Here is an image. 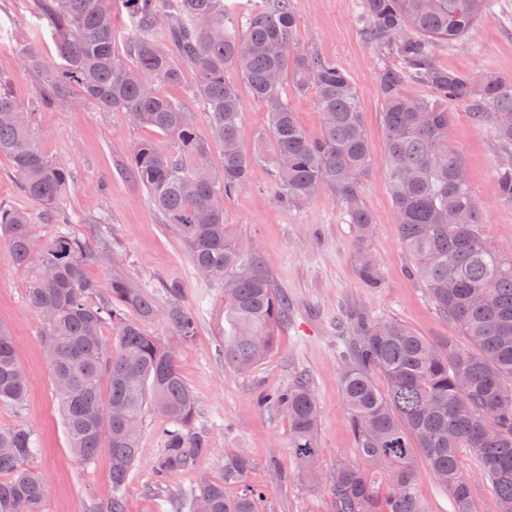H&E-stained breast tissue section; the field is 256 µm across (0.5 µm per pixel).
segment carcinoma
I'll return each mask as SVG.
<instances>
[{"mask_svg": "<svg viewBox=\"0 0 512 512\" xmlns=\"http://www.w3.org/2000/svg\"><path fill=\"white\" fill-rule=\"evenodd\" d=\"M168 2L122 0L131 66L112 51V0H35L57 58L46 59L32 44L16 49L19 69L38 79L26 104L0 74V156L11 159L13 176L44 220L74 224L65 202L70 170L38 148L36 113L93 103L159 130L166 142L139 143L127 166L153 210L184 243L195 271L222 289L224 365L247 372L275 348L286 302L260 254L232 239L224 202L249 185L258 163L269 169L281 207H298L320 192L338 198L361 249L359 275L381 287L378 263L366 250L374 219L361 194L372 166L364 112L336 60L300 46L290 0H272L269 8L237 19L227 15L224 0ZM493 7L494 0H361L364 38L398 59L380 70L379 95L400 242L410 272L472 347L431 342L401 322L347 311L340 384L357 449L374 469L336 465L330 479L335 512H426L414 492L417 452L448 489L454 512H476L472 477L458 465L463 450L479 460L499 512H512V260L486 241L483 209L469 182L459 179L463 158L448 146V106L465 105L480 120L492 116L502 146L512 147V76L487 72L475 79L435 58L438 44L465 38ZM229 69L267 113V127L253 134L251 152L242 147L243 109ZM189 71L196 82L187 94L209 119L206 140L186 103L163 93L183 86ZM412 80L430 93L409 92ZM289 89L314 92L322 115L318 137L300 124ZM214 146L224 156L219 169L209 163ZM496 178L499 195L512 201V163H499ZM32 224L27 210L0 205V239L15 263L27 268V300L42 316L70 448L89 463L107 446L112 499L106 512H127L126 487L139 459L146 406L162 416V453L154 464L159 483L198 466L212 451L207 429L195 426L196 399L176 368L174 349L146 329L159 318L187 344L198 335V323L176 282L164 286L162 309L120 278L112 280L109 299L91 302L96 284L85 268L96 252L63 228L35 255ZM106 322L117 326L113 346L100 333ZM375 371L386 376L387 392L375 388ZM25 395L13 339L1 329L0 403L17 404ZM275 404L288 418L299 468L312 472L317 407L309 385L289 386ZM37 451L29 429L0 427V512H42L49 484L27 466ZM250 468L244 452L226 455L221 480L205 479L190 496L165 501L166 512H195L202 497L209 512H257L264 492L247 488L233 499L224 495V485L244 481ZM378 478L390 487L384 497L375 490Z\"/></svg>", "mask_w": 512, "mask_h": 512, "instance_id": "obj_1", "label": "carcinoma"}]
</instances>
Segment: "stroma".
<instances>
[{
  "label": "stroma",
  "mask_w": 512,
  "mask_h": 512,
  "mask_svg": "<svg viewBox=\"0 0 512 512\" xmlns=\"http://www.w3.org/2000/svg\"><path fill=\"white\" fill-rule=\"evenodd\" d=\"M291 5L301 44L336 59L356 86L365 112L372 170L361 193L374 218L370 248L383 285L373 288L361 279L354 232L337 198L321 193L300 207H279L268 169L255 165L249 187L225 202L224 222L240 246L259 249L288 309L275 350L249 373L224 364L219 288L196 273L184 243L151 208L144 188L120 171L133 147L158 140V133L132 126L125 113L95 107L40 112L36 130L40 149L72 171L67 202L82 218L72 230L98 254L86 267L97 285L96 298L106 297L113 279L121 278L161 302L164 284L177 282L198 320L195 340L177 347L176 366L195 396L196 423L209 430L213 452L196 468L173 476L170 493L195 489L204 476L222 479L225 455L241 450L252 462L246 483L266 492L258 512H333L329 486L337 463H364L339 382L347 309L354 306L402 322L430 341L465 347L469 340L438 311L424 285L407 274L410 260L399 240L385 178L378 91L379 71L395 64V57L364 40L356 0H291ZM31 42L45 57H55L51 31L34 0H0V72L12 76L14 95L23 103L34 95L36 82L19 71L14 50ZM436 59L476 77L488 71L512 76V0H496L491 15L465 38L437 46ZM448 118L449 141L462 155L470 187L486 214L483 233L504 258L512 259V202L500 198L494 175L503 158L495 125L488 118L475 120L460 105L451 107ZM101 183L109 187L103 199L96 193ZM103 212L109 218L105 224L98 221ZM26 285L25 269L0 241V328L12 336L27 376L24 401L0 403V426H25L39 442L35 466L50 486L42 512H106L112 497L108 453L100 451L93 462L83 463L69 446L40 336L42 320L27 302ZM303 378L318 408L319 466L312 480L294 459L285 415L259 403ZM158 427L153 411L144 410L140 460L127 484V512H162L153 467L162 449Z\"/></svg>",
  "instance_id": "1"
}]
</instances>
